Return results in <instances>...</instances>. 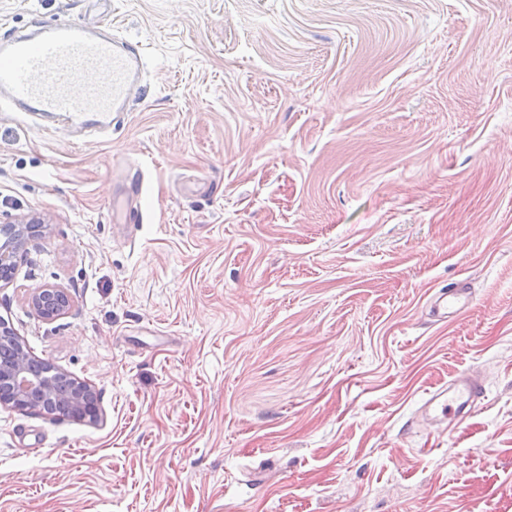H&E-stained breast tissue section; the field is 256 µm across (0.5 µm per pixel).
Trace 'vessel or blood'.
Instances as JSON below:
<instances>
[{
  "label": "vessel or blood",
  "mask_w": 512,
  "mask_h": 512,
  "mask_svg": "<svg viewBox=\"0 0 512 512\" xmlns=\"http://www.w3.org/2000/svg\"><path fill=\"white\" fill-rule=\"evenodd\" d=\"M143 65V49L118 35L99 36L86 26L63 23L39 35L0 41V112L21 107L63 121L105 129L112 116L127 111ZM80 92H73L74 81ZM473 294L465 283L436 293L431 317L441 320L469 308ZM484 397L483 381L465 370L429 392L420 408L428 420L447 414L469 417Z\"/></svg>",
  "instance_id": "vessel-or-blood-1"
}]
</instances>
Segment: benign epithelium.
Returning <instances> with one entry per match:
<instances>
[{"mask_svg": "<svg viewBox=\"0 0 512 512\" xmlns=\"http://www.w3.org/2000/svg\"><path fill=\"white\" fill-rule=\"evenodd\" d=\"M42 223L38 217L17 219L0 225V282L12 281L16 269V257L25 247V234L31 225ZM28 305L41 319L53 321L62 317L70 307V296L62 288H37L29 294ZM12 355L13 366L8 379L11 397L0 400L11 407L26 410H43L35 405L34 398L52 404L57 410L78 420L94 421L98 418V394L95 389L62 371L47 367L35 373L30 367L26 347L11 330L0 322V351Z\"/></svg>", "mask_w": 512, "mask_h": 512, "instance_id": "1", "label": "benign epithelium"}]
</instances>
